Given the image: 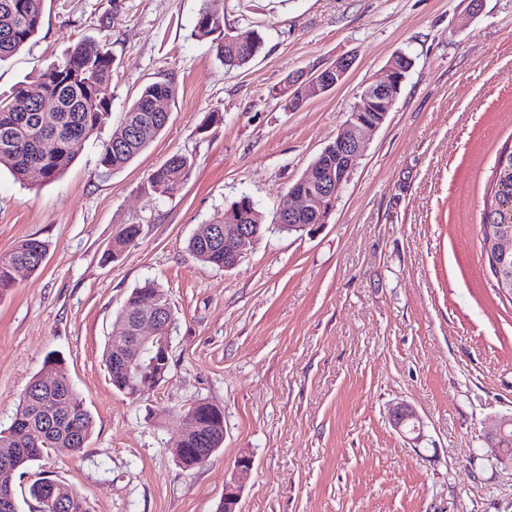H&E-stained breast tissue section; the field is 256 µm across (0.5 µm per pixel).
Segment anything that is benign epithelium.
<instances>
[{
	"label": "benign epithelium",
	"instance_id": "1",
	"mask_svg": "<svg viewBox=\"0 0 512 512\" xmlns=\"http://www.w3.org/2000/svg\"><path fill=\"white\" fill-rule=\"evenodd\" d=\"M407 55L400 53L388 63L386 75L379 81L364 84L357 95L355 109L348 113L339 132L321 152L322 165L312 168L311 174L288 187L286 202L279 209L280 220L292 221L288 231L300 232L309 228L308 219L326 224L333 205L358 166L367 141L381 128L392 111L401 83L405 79ZM352 67L349 58H339L331 65L311 74L295 76L288 84V106L297 110L308 100L321 96L340 85ZM44 112H57L62 108L59 97L47 93L40 85L29 90ZM258 241V231L251 224L224 225V249L237 256ZM501 262L494 263L493 277L499 286L512 282V274L504 273L503 263L512 258V231L499 232L495 242ZM165 312L159 308L127 324L130 336L116 348L118 358L127 366L142 373L139 387L147 390L157 386L170 367L171 341L159 335ZM392 425L400 434L423 437V423L414 409L400 404L391 410ZM254 460L244 453L236 460L235 473L224 485V512H237L243 487L251 475Z\"/></svg>",
	"mask_w": 512,
	"mask_h": 512
}]
</instances>
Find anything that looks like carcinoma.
<instances>
[{
    "instance_id": "1",
    "label": "carcinoma",
    "mask_w": 512,
    "mask_h": 512,
    "mask_svg": "<svg viewBox=\"0 0 512 512\" xmlns=\"http://www.w3.org/2000/svg\"><path fill=\"white\" fill-rule=\"evenodd\" d=\"M44 17V0H0V61H5L26 47L38 34ZM195 38L210 43L216 58L228 68L247 66L262 51L264 38L256 30L232 31L224 28V16L205 0L192 31ZM115 59L100 42L81 40L73 45L66 57L55 64L46 87L53 92L62 87L68 98L65 112H26L29 103L28 86L22 83L8 95L0 96V168H6L15 179L29 180L30 168L41 171V181L58 180L79 153L82 145L111 116L112 75ZM176 92L170 80L155 81L146 85L129 103L121 124L103 144L98 165L105 174L126 167L144 152L161 133L166 124L160 113L153 111L157 100L171 101ZM56 142L55 150L45 152L44 141ZM193 160L181 153L171 155L149 177L150 186L164 188L171 182L188 179ZM499 180L491 181L481 213L482 250L488 254V246L496 224L505 221L512 224V217H503L495 208L494 200L500 195L512 199V149L503 147L495 163ZM244 207L247 223L257 227L259 234L267 231L266 216L257 209L248 196H242L224 210V215L205 225L188 242V249L201 263L222 269L233 264L236 258L224 252V225L233 223V215ZM140 225L126 224L114 237L108 249L110 259L126 253L138 244ZM48 251V242L30 235L22 239L8 254L0 256V295L14 287L15 279L10 271L15 264H25L29 270L41 268ZM162 305L173 309L167 295L152 281L134 288L117 312L116 320L128 321L154 307ZM120 340L109 338L103 358L112 385L122 393L126 377L120 370L112 369V353ZM52 365L57 378L52 386L44 381V372L35 374L27 385L12 417L10 425L0 429V512H19L16 480L23 477L31 466L41 460L44 452L52 448L79 450L90 439L93 419L71 384L62 361L52 357L45 361ZM67 397L69 413L56 420L47 435V441L38 449L29 447L28 434L18 422V416L35 413L40 417L52 413L48 390ZM201 423L198 433L184 443L183 462L190 465L201 462L224 442L223 410L198 401L191 405ZM58 494L65 500L70 512H87L85 499L71 486L57 480Z\"/></svg>"
}]
</instances>
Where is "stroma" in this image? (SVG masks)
Wrapping results in <instances>:
<instances>
[{"mask_svg": "<svg viewBox=\"0 0 512 512\" xmlns=\"http://www.w3.org/2000/svg\"><path fill=\"white\" fill-rule=\"evenodd\" d=\"M202 0H45L36 38L0 63V94L37 80L78 40L114 57L112 116L55 182L0 170V255L48 240L42 267L0 297V425L59 356L94 430L27 476L73 486L88 512H217L241 453L254 468L240 512H512V463L482 447L512 415V302L493 286L480 213L512 143V0H218L226 27L258 29L263 53L226 70L192 37ZM415 60L325 224L267 233L229 271L187 249L242 196L265 215L336 136L360 87L397 53ZM341 57L334 90L289 111L284 79ZM173 80L165 130L102 175L98 153L146 84ZM219 113L210 121V113ZM187 180L155 195L173 153ZM138 245L107 259L123 225ZM177 316L171 368L138 399L103 361L127 294L145 280ZM224 410V444L191 469L172 445L183 409ZM412 406L418 442L391 406ZM193 160L181 153L171 155L161 166L154 169L149 177L151 188H165V193L174 185L171 182L187 180L193 169ZM169 184V185H168Z\"/></svg>", "mask_w": 512, "mask_h": 512, "instance_id": "35a3bbf8", "label": "stroma"}]
</instances>
